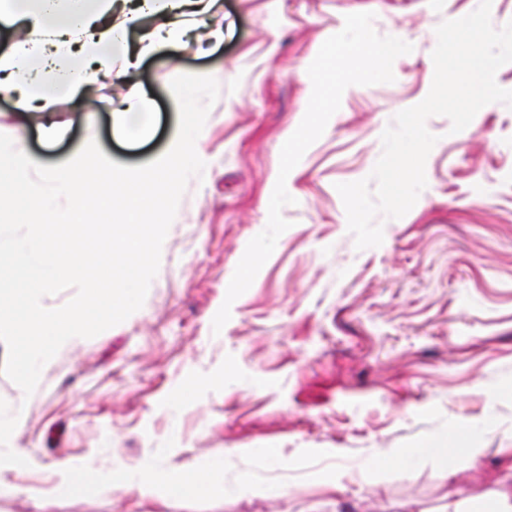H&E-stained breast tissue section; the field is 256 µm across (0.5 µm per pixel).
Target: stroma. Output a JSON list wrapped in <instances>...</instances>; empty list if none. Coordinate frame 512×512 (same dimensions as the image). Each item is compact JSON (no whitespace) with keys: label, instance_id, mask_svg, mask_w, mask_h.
<instances>
[{"label":"stroma","instance_id":"stroma-1","mask_svg":"<svg viewBox=\"0 0 512 512\" xmlns=\"http://www.w3.org/2000/svg\"><path fill=\"white\" fill-rule=\"evenodd\" d=\"M478 4L221 0L192 38L144 57L129 79L56 101L63 133L52 142L38 132L43 111L0 92V133L27 129L45 165L93 139L135 167L176 137L172 78L211 75L220 86L203 174L187 184L143 306L57 352L9 442L28 464L0 466V512H306L313 502L319 512H438L512 487V108L489 104L456 134L447 117L428 118L439 140L427 186L403 218L384 221L380 246L356 249L336 190L372 172L395 114L427 96L436 27ZM358 12L413 50L394 61V82L345 89L287 178L289 228L213 334L236 266L267 225L281 148L305 114L311 90L299 70ZM133 90L146 107L116 130L109 102ZM442 445V467L404 457ZM468 448L482 449L478 466ZM262 449L277 463L260 460ZM217 458L250 486L170 493L186 462ZM109 464L152 465L157 486L143 495L71 488L42 510L46 491ZM333 476L340 490L323 487Z\"/></svg>","mask_w":512,"mask_h":512}]
</instances>
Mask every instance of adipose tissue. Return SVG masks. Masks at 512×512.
<instances>
[{"instance_id":"obj_1","label":"adipose tissue","mask_w":512,"mask_h":512,"mask_svg":"<svg viewBox=\"0 0 512 512\" xmlns=\"http://www.w3.org/2000/svg\"><path fill=\"white\" fill-rule=\"evenodd\" d=\"M0 12V23H23L26 35L0 53V90L12 92L20 108L48 107L59 98H78L85 89L87 66L104 73L129 75L133 67L125 47L131 26L144 17L154 24L144 30L139 54L159 45L182 42L190 16H207L216 0H135L123 9L121 22L112 20V0H13ZM223 467L190 462L172 486L175 495L223 487Z\"/></svg>"}]
</instances>
